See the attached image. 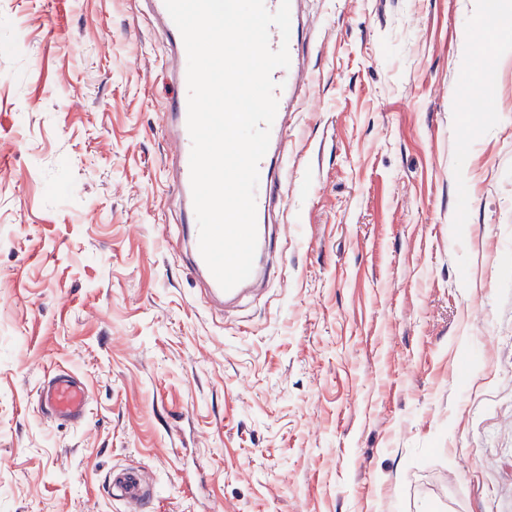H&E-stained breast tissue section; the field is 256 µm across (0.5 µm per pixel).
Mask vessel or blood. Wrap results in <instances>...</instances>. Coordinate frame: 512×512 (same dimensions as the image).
I'll use <instances>...</instances> for the list:
<instances>
[{
    "mask_svg": "<svg viewBox=\"0 0 512 512\" xmlns=\"http://www.w3.org/2000/svg\"><path fill=\"white\" fill-rule=\"evenodd\" d=\"M149 11L154 19L158 20L167 38L175 50L178 63V82L186 84L188 57L182 35L170 17L164 0H148ZM287 45L290 65L288 68H278L272 73V79L277 85L275 95L280 107L271 127L269 147L261 159L259 170V183L256 190V214L265 216L284 195L281 178L272 177L270 171L275 162L283 160L288 152V128L282 114L283 107L294 100L300 99L310 75L302 66L304 59V45L300 39L298 28H291L289 40H282L278 29L270 31V47L278 49L280 45ZM168 116L175 120L176 135L173 137L172 160L176 166V174L172 183V191L181 198H191L192 188L190 180V153L192 142L187 127L188 94L180 92L173 97L167 107ZM186 220L188 227V240L190 242V260L193 267L204 273L208 284V292L212 297L222 298L226 301L236 300L243 291L242 286H235L231 290H223L214 276L209 273L199 249V231L195 213H188ZM37 409L40 413L52 420H62L74 424L83 423L89 409V393L84 383L71 373L60 370L46 378L38 394ZM108 487L114 499L120 500L134 508L143 506L149 499V493L141 472L133 467H113L108 476Z\"/></svg>",
    "mask_w": 512,
    "mask_h": 512,
    "instance_id": "obj_1",
    "label": "vessel or blood"
}]
</instances>
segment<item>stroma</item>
<instances>
[{
  "label": "stroma",
  "mask_w": 512,
  "mask_h": 512,
  "mask_svg": "<svg viewBox=\"0 0 512 512\" xmlns=\"http://www.w3.org/2000/svg\"><path fill=\"white\" fill-rule=\"evenodd\" d=\"M262 291L174 243L144 0H0V512H512V55L474 0H302ZM77 374L79 425L47 421ZM89 403L84 383L71 373L59 370L44 380L37 409L51 420L81 424L86 419ZM108 487L116 500L138 511L149 499L142 473L133 467L114 466L108 476Z\"/></svg>",
  "instance_id": "obj_1"
}]
</instances>
